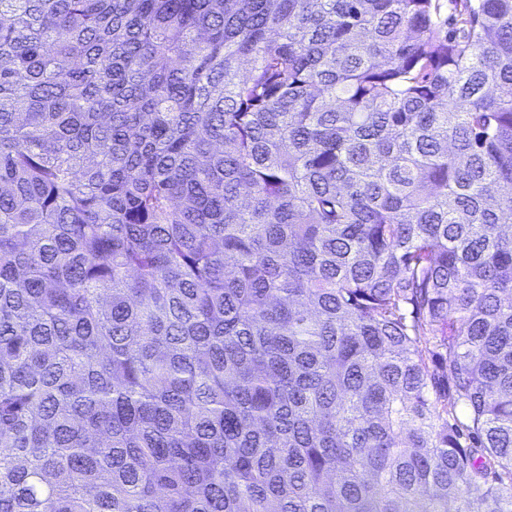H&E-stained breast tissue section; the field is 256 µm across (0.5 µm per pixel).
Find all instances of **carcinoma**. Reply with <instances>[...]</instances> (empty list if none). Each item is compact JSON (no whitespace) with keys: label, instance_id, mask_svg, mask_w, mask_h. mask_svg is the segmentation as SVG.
I'll use <instances>...</instances> for the list:
<instances>
[{"label":"carcinoma","instance_id":"1","mask_svg":"<svg viewBox=\"0 0 512 512\" xmlns=\"http://www.w3.org/2000/svg\"><path fill=\"white\" fill-rule=\"evenodd\" d=\"M0 0V512H512V0Z\"/></svg>","mask_w":512,"mask_h":512}]
</instances>
